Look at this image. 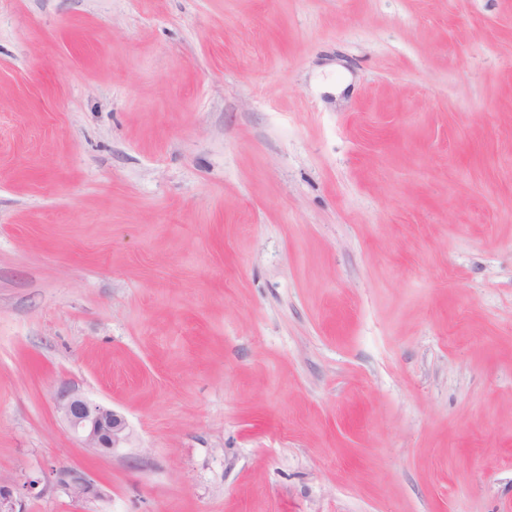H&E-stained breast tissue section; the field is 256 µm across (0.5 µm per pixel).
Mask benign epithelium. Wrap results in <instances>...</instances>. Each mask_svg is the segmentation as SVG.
Listing matches in <instances>:
<instances>
[{
    "mask_svg": "<svg viewBox=\"0 0 512 512\" xmlns=\"http://www.w3.org/2000/svg\"><path fill=\"white\" fill-rule=\"evenodd\" d=\"M57 408L81 443L99 455H111L124 447L129 434L125 418L117 411L65 389L57 397ZM60 482L76 498L95 493L87 477L70 471Z\"/></svg>",
    "mask_w": 512,
    "mask_h": 512,
    "instance_id": "1",
    "label": "benign epithelium"
}]
</instances>
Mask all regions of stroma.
<instances>
[{
	"mask_svg": "<svg viewBox=\"0 0 512 512\" xmlns=\"http://www.w3.org/2000/svg\"><path fill=\"white\" fill-rule=\"evenodd\" d=\"M0 484L512 512V0H0ZM57 408L71 431L86 448L111 455L125 448L129 434L125 418L117 411L65 389L57 397ZM60 482L74 497L82 498L95 493V487L84 474L70 471L60 477Z\"/></svg>",
	"mask_w": 512,
	"mask_h": 512,
	"instance_id": "obj_1",
	"label": "stroma"
}]
</instances>
